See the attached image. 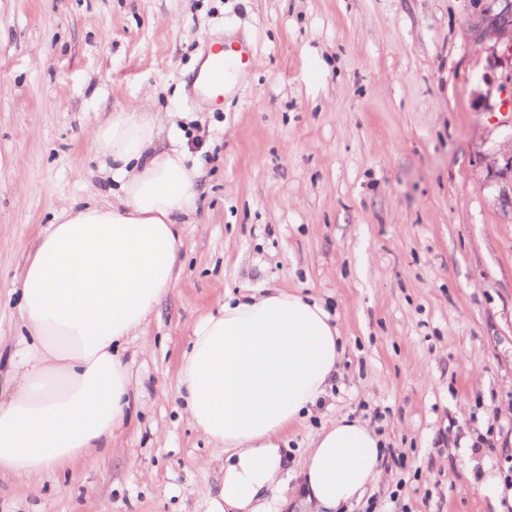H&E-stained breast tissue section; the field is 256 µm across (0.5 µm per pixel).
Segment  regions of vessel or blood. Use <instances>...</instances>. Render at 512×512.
Returning a JSON list of instances; mask_svg holds the SVG:
<instances>
[{
  "mask_svg": "<svg viewBox=\"0 0 512 512\" xmlns=\"http://www.w3.org/2000/svg\"><path fill=\"white\" fill-rule=\"evenodd\" d=\"M206 69L198 84L189 86L191 99H207L212 107H220L226 96L240 91L241 75L254 64L253 49L242 40L205 46Z\"/></svg>",
  "mask_w": 512,
  "mask_h": 512,
  "instance_id": "1",
  "label": "vessel or blood"
}]
</instances>
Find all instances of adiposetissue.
I'll return each mask as SVG.
<instances>
[{"label":"adipose tissue","mask_w":512,"mask_h":512,"mask_svg":"<svg viewBox=\"0 0 512 512\" xmlns=\"http://www.w3.org/2000/svg\"><path fill=\"white\" fill-rule=\"evenodd\" d=\"M158 112H116L94 134L112 162L118 201L62 208L29 255L21 290L29 340L13 355L15 388L0 398V480L111 446L133 396L124 344L174 288L181 226L195 208V169L183 151H153ZM339 329L311 296L276 286L231 296L191 330L176 381L193 426L234 460L213 512H249L277 485L279 439L325 395L341 359ZM380 439L341 417L311 439L301 467L306 503L337 512L382 472Z\"/></svg>","instance_id":"1"}]
</instances>
